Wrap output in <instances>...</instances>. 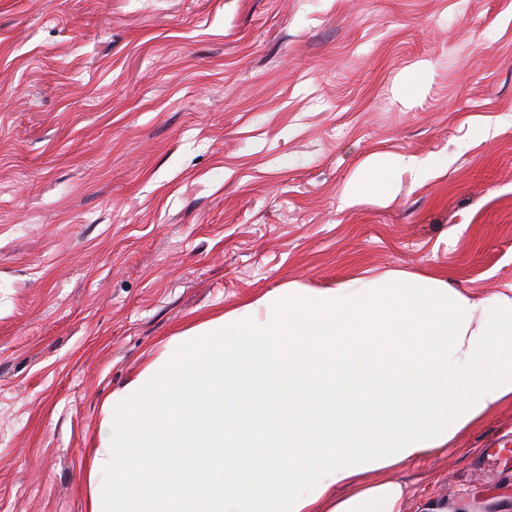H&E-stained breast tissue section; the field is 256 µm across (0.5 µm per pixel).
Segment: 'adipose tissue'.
<instances>
[{
    "mask_svg": "<svg viewBox=\"0 0 512 512\" xmlns=\"http://www.w3.org/2000/svg\"><path fill=\"white\" fill-rule=\"evenodd\" d=\"M426 158L377 155L349 207ZM512 402V285L390 271L288 287L187 328L123 389L89 512H407L394 471Z\"/></svg>",
    "mask_w": 512,
    "mask_h": 512,
    "instance_id": "1",
    "label": "adipose tissue"
}]
</instances>
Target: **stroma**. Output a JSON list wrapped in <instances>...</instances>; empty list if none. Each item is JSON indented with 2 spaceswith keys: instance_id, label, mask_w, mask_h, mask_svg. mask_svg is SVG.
Instances as JSON below:
<instances>
[{
  "instance_id": "obj_1",
  "label": "stroma",
  "mask_w": 512,
  "mask_h": 512,
  "mask_svg": "<svg viewBox=\"0 0 512 512\" xmlns=\"http://www.w3.org/2000/svg\"><path fill=\"white\" fill-rule=\"evenodd\" d=\"M375 154L435 166L342 206ZM392 269L512 283V0H0V512H88L203 315ZM395 476L512 512V404Z\"/></svg>"
}]
</instances>
